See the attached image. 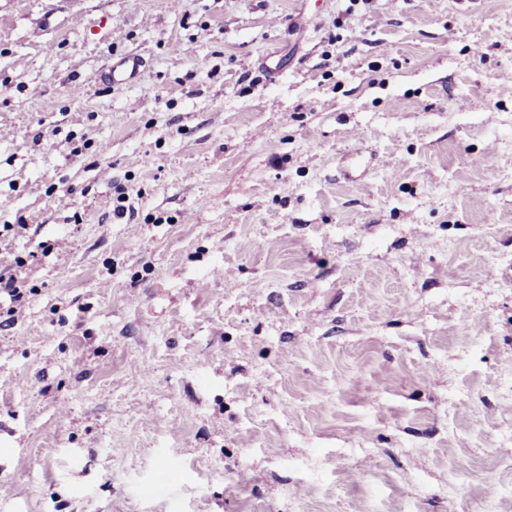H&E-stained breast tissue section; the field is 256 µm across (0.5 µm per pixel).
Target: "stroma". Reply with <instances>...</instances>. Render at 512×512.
<instances>
[{
    "label": "stroma",
    "mask_w": 512,
    "mask_h": 512,
    "mask_svg": "<svg viewBox=\"0 0 512 512\" xmlns=\"http://www.w3.org/2000/svg\"><path fill=\"white\" fill-rule=\"evenodd\" d=\"M3 224L0 512H512V0H0ZM143 59L138 55H127L115 62L107 71L98 76L102 83L136 85L140 82L143 72ZM2 295L4 298L9 300L12 304L8 307L7 313L12 314L15 312L14 305L20 303L25 298V292L22 291L18 279L15 275L11 274L7 278L0 275V300L2 301Z\"/></svg>",
    "instance_id": "stroma-1"
}]
</instances>
